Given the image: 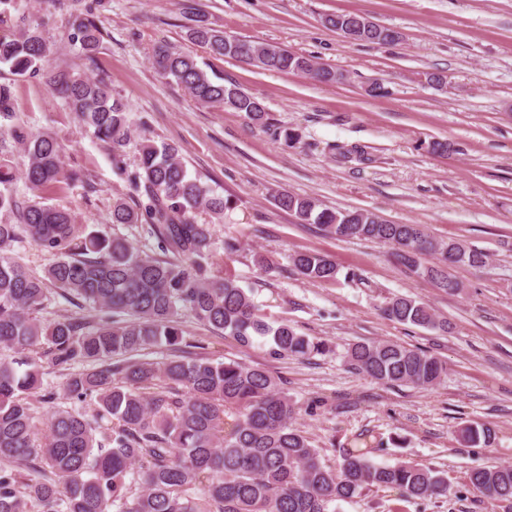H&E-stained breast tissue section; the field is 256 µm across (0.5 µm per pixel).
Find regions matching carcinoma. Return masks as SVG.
<instances>
[{"label":"carcinoma","instance_id":"cac0c4a2","mask_svg":"<svg viewBox=\"0 0 512 512\" xmlns=\"http://www.w3.org/2000/svg\"><path fill=\"white\" fill-rule=\"evenodd\" d=\"M324 27L354 42L389 44L400 33L353 12L322 17ZM188 39L215 57H229L263 70L301 73L320 83L345 75L272 43L230 36L205 16L188 29ZM68 39L89 62L102 48L104 34L94 7L74 16ZM53 45L39 26L23 25L0 35V68L17 78L45 79L97 139L112 150L122 168L130 129V107L101 78L53 67ZM152 64L159 75L186 89L201 105L238 112L261 122L266 111L252 94L221 76H210L196 58L158 45ZM21 146L26 163L21 178L32 191L69 186L75 177L63 166V146L53 134L23 126H0ZM139 163L127 176L130 191L145 198L132 206L117 198L112 223L145 224L163 257L150 256L127 240L75 223L72 212L15 195L14 167L0 157V343L20 357L0 358V512H332L337 501L360 497L371 488H391L406 498L448 495V479L407 462L379 465L364 453L347 452L330 465L292 425L295 408L265 370L235 360L213 363L202 354L175 355L164 362L134 360L129 354L151 346L178 350L184 330L178 310L250 345L270 336L273 352L304 358L326 351L325 343L298 334L289 324L274 327L259 313L251 290L219 267L213 255V225L200 224L202 209L224 214L228 201L188 175L177 147L151 139L140 144ZM278 207L304 224L338 238L392 245L395 261L437 287L457 284L448 268L479 266L484 254L458 242H438L418 224H390L377 213L333 210L309 197L281 193ZM25 234L53 256L42 278L32 275L11 251ZM440 256L433 266L426 257ZM311 281L336 278V263L314 252L293 258ZM66 297L81 298L101 312L91 331L71 320L42 323L37 313L47 285ZM116 312L133 320L119 323ZM383 313L392 321L447 330L430 306L410 297L389 301ZM69 370L68 400L93 399L99 429L85 417L58 405L38 432L29 395L42 385L40 360ZM355 370L389 385L430 386L447 368L438 357L392 342H358L347 353ZM461 438L469 446L490 445L492 429L468 425ZM41 471L34 478L27 471ZM469 485L490 502H512V465L472 469Z\"/></svg>","mask_w":512,"mask_h":512}]
</instances>
